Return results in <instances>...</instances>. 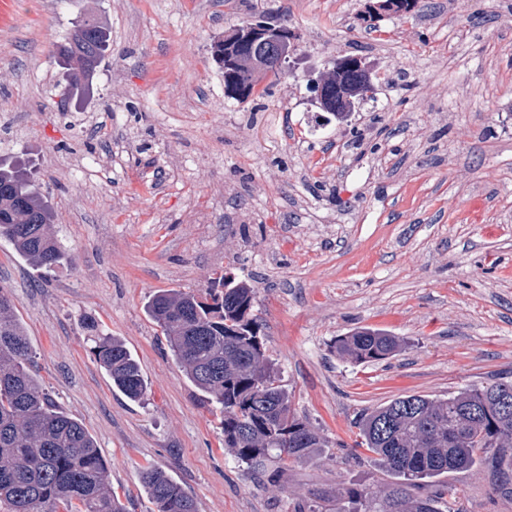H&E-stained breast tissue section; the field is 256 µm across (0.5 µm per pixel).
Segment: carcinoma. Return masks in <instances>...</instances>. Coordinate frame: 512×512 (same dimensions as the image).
Here are the masks:
<instances>
[{"label": "carcinoma", "mask_w": 512, "mask_h": 512, "mask_svg": "<svg viewBox=\"0 0 512 512\" xmlns=\"http://www.w3.org/2000/svg\"><path fill=\"white\" fill-rule=\"evenodd\" d=\"M110 49V34L94 15L56 45L63 75L60 102L81 97ZM240 57L224 70V89L244 101L267 75L258 50L240 40L212 46L216 61ZM53 213L32 173L0 166V240L39 270L68 259L51 233ZM253 288L219 275L204 292L169 289L152 295L147 315L162 329L183 375L222 415L224 447L250 469L270 459H301L323 447L319 434L291 412L288 393L265 355ZM392 334L362 328L336 340V352L359 363L400 351ZM112 385L132 400L146 392L140 365L118 339L102 336L95 348ZM512 382L497 381L447 398L405 395L360 415L355 447L377 457L393 476L379 493L351 489L334 512H437L421 486L443 474L489 464L500 476L494 490L512 499ZM156 512H197L165 471L139 473ZM0 503L7 512H125L112 494L109 471L92 436L44 391L33 370L26 330L0 292Z\"/></svg>", "instance_id": "obj_1"}]
</instances>
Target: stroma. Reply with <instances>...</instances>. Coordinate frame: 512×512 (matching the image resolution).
I'll use <instances>...</instances> for the list:
<instances>
[{
    "mask_svg": "<svg viewBox=\"0 0 512 512\" xmlns=\"http://www.w3.org/2000/svg\"><path fill=\"white\" fill-rule=\"evenodd\" d=\"M6 0L0 8V163L33 171L69 255L49 273L0 241L39 379L80 420L126 512H154L141 468L166 471L197 512L333 507L389 475L355 452L352 421L404 395L444 398L512 381V0ZM111 33L90 91L59 111L52 52L86 15ZM298 37L299 65L264 98L224 91L212 46L255 15ZM352 56L375 75L346 120H325L311 78ZM247 280L311 459L253 473L220 416L181 374L149 297ZM360 327L404 342L358 363L336 341ZM120 339L147 384L116 388L95 359ZM482 465L432 479L441 507L512 512Z\"/></svg>",
    "mask_w": 512,
    "mask_h": 512,
    "instance_id": "stroma-1",
    "label": "stroma"
}]
</instances>
